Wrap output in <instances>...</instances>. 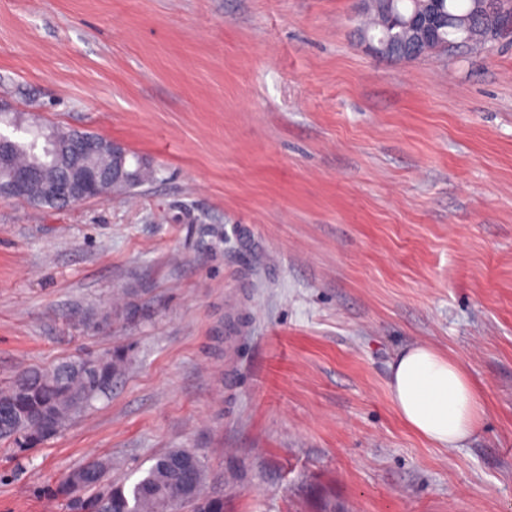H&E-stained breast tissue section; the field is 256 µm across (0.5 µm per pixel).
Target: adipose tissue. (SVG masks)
Instances as JSON below:
<instances>
[{
    "label": "adipose tissue",
    "mask_w": 512,
    "mask_h": 512,
    "mask_svg": "<svg viewBox=\"0 0 512 512\" xmlns=\"http://www.w3.org/2000/svg\"><path fill=\"white\" fill-rule=\"evenodd\" d=\"M390 369L391 402L415 434L448 449L473 435L480 422L479 400L458 361L417 344L400 352Z\"/></svg>",
    "instance_id": "1"
}]
</instances>
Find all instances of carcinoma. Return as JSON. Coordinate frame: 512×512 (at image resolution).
I'll return each mask as SVG.
<instances>
[{
    "instance_id": "carcinoma-1",
    "label": "carcinoma",
    "mask_w": 512,
    "mask_h": 512,
    "mask_svg": "<svg viewBox=\"0 0 512 512\" xmlns=\"http://www.w3.org/2000/svg\"><path fill=\"white\" fill-rule=\"evenodd\" d=\"M476 0H431V8L445 23L429 42L413 50L402 45V27L424 6L421 0H389L372 8L373 29L361 31V40L388 42L386 59L395 62L416 60L427 54L464 43L461 30L446 23L450 17H470ZM512 12V0H492L477 18L479 30L486 33L503 16ZM0 123L21 126L29 138L12 143L15 167L39 166L49 177H67L70 168L86 166L106 171L112 155L103 148L85 152L84 138L102 140L89 132L44 125L36 117L0 113ZM135 164L133 179L121 184L107 180L98 183L96 195L106 198L112 192L128 193L155 178L149 163L130 155ZM125 365V355L108 350L96 357L61 361L49 368H33L17 376L0 391V408L8 418L0 421V442L20 450L56 436L77 413L87 409L98 396L112 388V380ZM111 463L95 457L72 469L57 485L55 493L68 502L69 512H168L177 505L190 512H224V499L203 494L206 471L203 461L191 448H175L153 460L133 484L113 481Z\"/></svg>"
}]
</instances>
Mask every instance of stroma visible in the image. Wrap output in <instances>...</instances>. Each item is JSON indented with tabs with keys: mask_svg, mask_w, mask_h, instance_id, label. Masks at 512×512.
Instances as JSON below:
<instances>
[{
	"mask_svg": "<svg viewBox=\"0 0 512 512\" xmlns=\"http://www.w3.org/2000/svg\"><path fill=\"white\" fill-rule=\"evenodd\" d=\"M359 9L0 0V101L157 171L132 199H0V388L127 355L58 435L0 444V512H69L71 468L132 481L174 448L224 512H512V33L390 62ZM417 342L477 390L461 447L389 399Z\"/></svg>",
	"mask_w": 512,
	"mask_h": 512,
	"instance_id": "stroma-1",
	"label": "stroma"
}]
</instances>
